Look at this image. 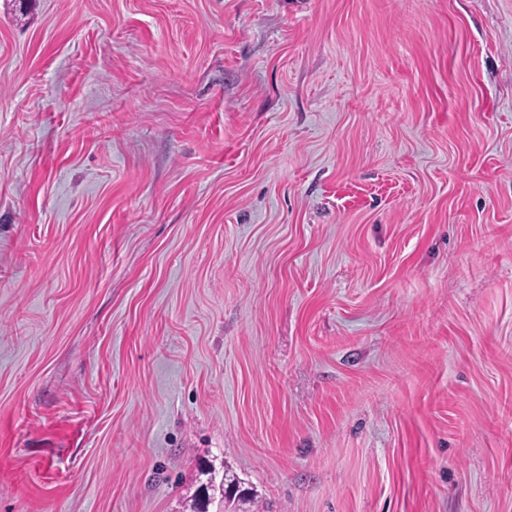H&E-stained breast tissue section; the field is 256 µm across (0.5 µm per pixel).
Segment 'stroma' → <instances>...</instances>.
Returning <instances> with one entry per match:
<instances>
[{"mask_svg":"<svg viewBox=\"0 0 512 512\" xmlns=\"http://www.w3.org/2000/svg\"><path fill=\"white\" fill-rule=\"evenodd\" d=\"M512 512V0H0V512ZM228 473L231 474L229 471H228ZM231 475H232L233 479L229 480L226 485H224V482H222V483L213 485L210 488V490L208 491L209 499H211L214 502L216 498H219V501L224 503V499L226 497V494H225L226 488L229 484L231 485L234 482V474L232 473ZM244 484H245L244 482H242L241 480H238L234 484L231 485V487L229 489V495L231 497H237L236 499H234V500L231 499V500L237 501L240 503H245L246 501L241 500V498L242 497L247 498V497H250L253 495L252 489L249 487L243 486ZM226 500L231 501L229 499H226Z\"/></svg>","mask_w":512,"mask_h":512,"instance_id":"35a3bbf8","label":"stroma"}]
</instances>
